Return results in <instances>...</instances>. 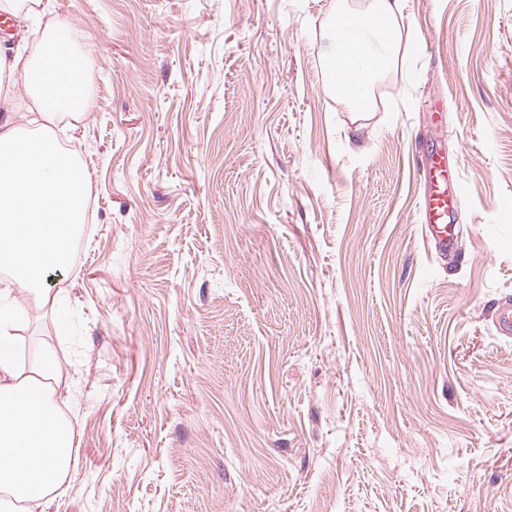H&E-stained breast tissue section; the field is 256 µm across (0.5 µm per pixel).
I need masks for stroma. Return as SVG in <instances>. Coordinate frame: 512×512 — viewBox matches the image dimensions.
<instances>
[{"mask_svg": "<svg viewBox=\"0 0 512 512\" xmlns=\"http://www.w3.org/2000/svg\"><path fill=\"white\" fill-rule=\"evenodd\" d=\"M333 2L55 0L92 50L60 142L94 221L48 276L68 328L17 333L69 389L58 512H512V0H403L360 120ZM422 150L466 185L452 258Z\"/></svg>", "mask_w": 512, "mask_h": 512, "instance_id": "35a3bbf8", "label": "stroma"}]
</instances>
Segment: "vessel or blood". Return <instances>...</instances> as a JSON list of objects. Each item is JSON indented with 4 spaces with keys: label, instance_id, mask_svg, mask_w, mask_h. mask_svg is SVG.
I'll use <instances>...</instances> for the list:
<instances>
[{
    "label": "vessel or blood",
    "instance_id": "b4317fda",
    "mask_svg": "<svg viewBox=\"0 0 512 512\" xmlns=\"http://www.w3.org/2000/svg\"><path fill=\"white\" fill-rule=\"evenodd\" d=\"M420 172L425 183L420 202L421 222L445 257L454 251L458 239L453 216L464 196L463 184L449 174L446 159L440 155H428L420 164Z\"/></svg>",
    "mask_w": 512,
    "mask_h": 512
}]
</instances>
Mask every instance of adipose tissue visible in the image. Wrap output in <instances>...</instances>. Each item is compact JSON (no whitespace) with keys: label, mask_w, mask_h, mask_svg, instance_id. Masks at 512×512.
I'll return each instance as SVG.
<instances>
[{"label":"adipose tissue","mask_w":512,"mask_h":512,"mask_svg":"<svg viewBox=\"0 0 512 512\" xmlns=\"http://www.w3.org/2000/svg\"><path fill=\"white\" fill-rule=\"evenodd\" d=\"M0 10L22 20L44 19L37 51L0 52V512H51L74 465L73 426L59 404L61 365L54 351L36 352L27 370L14 358L23 294L55 314L65 313L63 292H51L48 271H67L69 245L87 220L89 177L54 131L91 108L89 59L70 25L45 0H0ZM402 0H335V37L324 55L327 86L352 112L373 107L370 90L398 63L406 45L398 20ZM374 30L385 47L372 50L363 35ZM23 75L27 101L16 106L8 89Z\"/></svg>","instance_id":"adipose-tissue-1"}]
</instances>
